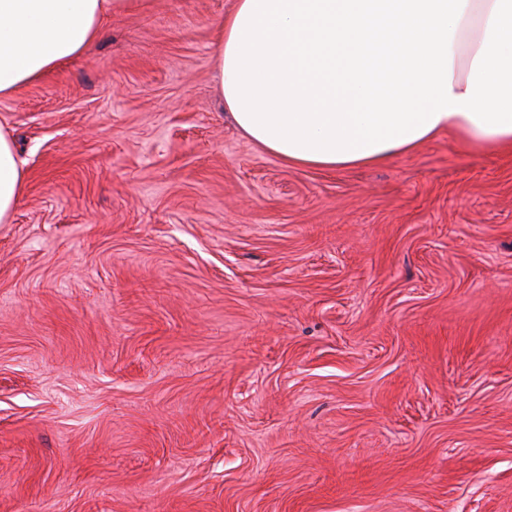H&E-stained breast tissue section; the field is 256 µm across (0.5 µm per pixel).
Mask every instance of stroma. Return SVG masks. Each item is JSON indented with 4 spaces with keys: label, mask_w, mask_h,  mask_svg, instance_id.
<instances>
[{
    "label": "stroma",
    "mask_w": 512,
    "mask_h": 512,
    "mask_svg": "<svg viewBox=\"0 0 512 512\" xmlns=\"http://www.w3.org/2000/svg\"><path fill=\"white\" fill-rule=\"evenodd\" d=\"M234 4L0 98V512H512V152L287 165L224 112ZM25 188V174L10 132L0 126V223L9 222Z\"/></svg>",
    "instance_id": "35a3bbf8"
}]
</instances>
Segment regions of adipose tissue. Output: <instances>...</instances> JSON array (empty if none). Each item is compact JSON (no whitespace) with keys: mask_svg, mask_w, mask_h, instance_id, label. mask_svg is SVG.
<instances>
[{"mask_svg":"<svg viewBox=\"0 0 512 512\" xmlns=\"http://www.w3.org/2000/svg\"><path fill=\"white\" fill-rule=\"evenodd\" d=\"M132 0H0V97L95 43ZM215 78L240 131L285 163H379L451 130L512 148V0H236ZM25 188L0 127V223Z\"/></svg>","mask_w":512,"mask_h":512,"instance_id":"ef3b65f1","label":"adipose tissue"}]
</instances>
